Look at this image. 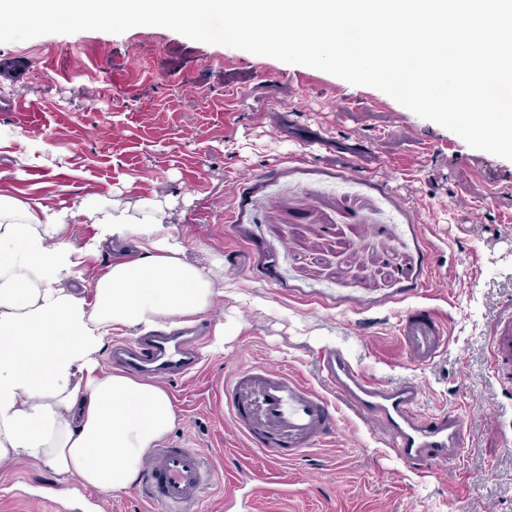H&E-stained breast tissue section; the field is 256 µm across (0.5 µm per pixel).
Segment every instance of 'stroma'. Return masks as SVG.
<instances>
[{"label": "stroma", "mask_w": 512, "mask_h": 512, "mask_svg": "<svg viewBox=\"0 0 512 512\" xmlns=\"http://www.w3.org/2000/svg\"><path fill=\"white\" fill-rule=\"evenodd\" d=\"M40 115L23 130L9 104ZM0 193L49 204L110 192L179 194L188 256H224V351L167 383L168 438L218 468L200 512H224L245 469H278L254 512H512V394L490 359L500 308L512 307V160L471 148L386 93L324 71L140 26L0 43ZM439 279H431V267ZM433 309L448 345L419 367L397 324ZM341 349L381 383L410 381L424 413L451 409L469 432L457 463L417 472L346 410L334 439L294 461L238 434L219 391L266 365L316 381ZM36 464L0 465V512H53ZM66 512H155L136 490L83 495Z\"/></svg>", "instance_id": "obj_1"}]
</instances>
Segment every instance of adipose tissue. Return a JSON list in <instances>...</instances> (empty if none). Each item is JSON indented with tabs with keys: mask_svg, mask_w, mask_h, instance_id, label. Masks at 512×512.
Segmentation results:
<instances>
[{
	"mask_svg": "<svg viewBox=\"0 0 512 512\" xmlns=\"http://www.w3.org/2000/svg\"><path fill=\"white\" fill-rule=\"evenodd\" d=\"M172 194L54 208L0 194V462L24 459L100 493L131 489L174 427L161 385L105 372L112 335L195 323L224 294V258L186 255ZM91 237L74 241L72 225ZM103 258L85 299L81 266Z\"/></svg>",
	"mask_w": 512,
	"mask_h": 512,
	"instance_id": "adipose-tissue-1",
	"label": "adipose tissue"
}]
</instances>
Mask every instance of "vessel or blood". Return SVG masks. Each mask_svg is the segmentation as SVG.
Returning a JSON list of instances; mask_svg holds the SVG:
<instances>
[{
    "mask_svg": "<svg viewBox=\"0 0 512 512\" xmlns=\"http://www.w3.org/2000/svg\"><path fill=\"white\" fill-rule=\"evenodd\" d=\"M399 339L410 360L432 363L447 345L443 325L430 313L411 310L398 324ZM490 354L497 365L512 363V310L504 309L491 331ZM196 331L139 337L113 344L111 366L138 375L178 382L197 372ZM319 370L326 390L285 369L254 365L238 370L223 388L224 412L234 428L263 454L280 461L324 443L336 429V407L344 405L383 441L402 463L426 468L455 460L467 432L465 418L450 410L418 412L420 388L412 382L386 385L367 377L339 349L323 351ZM217 470L198 449L171 442L151 449L137 489L164 512H196ZM272 474L250 483L227 507L251 512L263 484L275 483Z\"/></svg>",
    "mask_w": 512,
    "mask_h": 512,
    "instance_id": "vessel-or-blood-1",
    "label": "vessel or blood"
}]
</instances>
